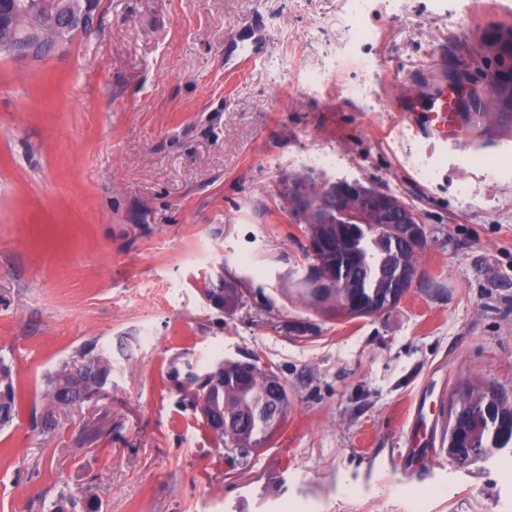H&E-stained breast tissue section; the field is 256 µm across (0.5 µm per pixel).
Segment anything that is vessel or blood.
<instances>
[{
  "instance_id": "1",
  "label": "vessel or blood",
  "mask_w": 512,
  "mask_h": 512,
  "mask_svg": "<svg viewBox=\"0 0 512 512\" xmlns=\"http://www.w3.org/2000/svg\"><path fill=\"white\" fill-rule=\"evenodd\" d=\"M270 43L268 31L255 24L238 31L227 43L224 64L228 70H247ZM398 108L407 116L421 122L427 137L436 144L457 143L461 122L458 98L447 87L437 85L429 91L399 98Z\"/></svg>"
}]
</instances>
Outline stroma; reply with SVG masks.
Listing matches in <instances>:
<instances>
[{
    "mask_svg": "<svg viewBox=\"0 0 512 512\" xmlns=\"http://www.w3.org/2000/svg\"><path fill=\"white\" fill-rule=\"evenodd\" d=\"M255 15L270 45L225 76ZM510 25L512 0H100L88 38L0 57V357L22 396L0 512L88 487L100 512H512V447L428 461L410 413L434 424L463 382L512 396V120L434 146L396 105L460 66L487 93L482 40ZM300 179L415 208L427 246L395 307L330 320L301 300ZM223 279L236 312L207 295ZM94 339L110 399L42 431L45 375ZM248 357L290 406L241 460L184 393ZM245 370L249 375L262 372V375L268 380L269 386L275 398L283 399L288 396L287 386L284 381L275 373L257 364L256 361L243 363Z\"/></svg>",
    "mask_w": 512,
    "mask_h": 512,
    "instance_id": "stroma-1",
    "label": "stroma"
}]
</instances>
